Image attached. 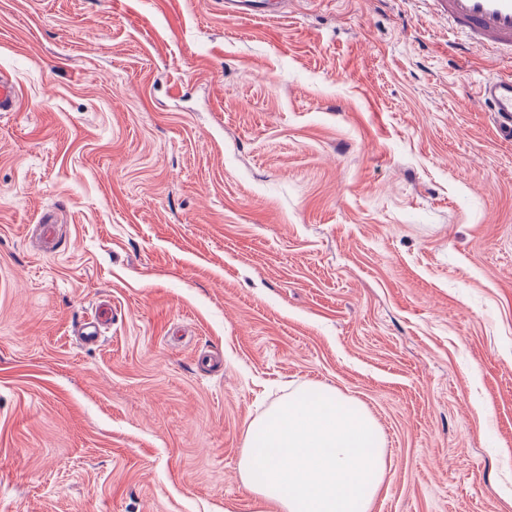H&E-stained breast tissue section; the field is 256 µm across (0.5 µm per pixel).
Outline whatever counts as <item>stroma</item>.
<instances>
[{
	"label": "stroma",
	"mask_w": 512,
	"mask_h": 512,
	"mask_svg": "<svg viewBox=\"0 0 512 512\" xmlns=\"http://www.w3.org/2000/svg\"><path fill=\"white\" fill-rule=\"evenodd\" d=\"M0 71V512H255L303 385L384 432L373 512H512L511 56L438 0H0ZM270 0H224L225 17H264L271 12ZM16 79L0 72V112H15L18 109ZM476 95L487 112H494L500 127L512 136V74L488 78L479 84Z\"/></svg>",
	"instance_id": "1"
}]
</instances>
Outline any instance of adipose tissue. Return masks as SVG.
I'll return each mask as SVG.
<instances>
[{"label": "adipose tissue", "instance_id": "obj_1", "mask_svg": "<svg viewBox=\"0 0 512 512\" xmlns=\"http://www.w3.org/2000/svg\"><path fill=\"white\" fill-rule=\"evenodd\" d=\"M239 469L258 512H373L387 456L361 406L302 386L249 425Z\"/></svg>", "mask_w": 512, "mask_h": 512}]
</instances>
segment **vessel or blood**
Masks as SVG:
<instances>
[{
    "label": "vessel or blood",
    "instance_id": "b4317fda",
    "mask_svg": "<svg viewBox=\"0 0 512 512\" xmlns=\"http://www.w3.org/2000/svg\"><path fill=\"white\" fill-rule=\"evenodd\" d=\"M448 27L455 41L453 51L478 49L512 51V0H443ZM271 11V0H224L228 17H264ZM476 95L486 111L494 113L501 128L512 136V74L486 79ZM18 109L16 80L0 72V112Z\"/></svg>",
    "mask_w": 512,
    "mask_h": 512
}]
</instances>
